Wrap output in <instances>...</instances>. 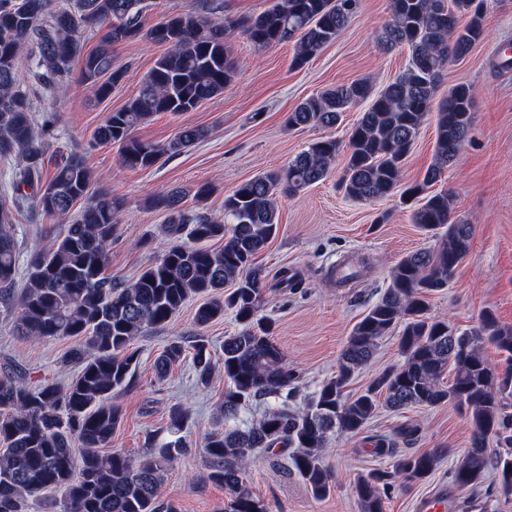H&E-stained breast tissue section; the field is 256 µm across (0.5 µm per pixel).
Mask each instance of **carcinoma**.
Listing matches in <instances>:
<instances>
[{"label": "carcinoma", "mask_w": 512, "mask_h": 512, "mask_svg": "<svg viewBox=\"0 0 512 512\" xmlns=\"http://www.w3.org/2000/svg\"><path fill=\"white\" fill-rule=\"evenodd\" d=\"M361 0H273L246 19L215 20L169 13L150 29L142 23L144 0H0V160L15 166L12 204L0 200V301L16 331L34 339L73 338L62 360L79 370L65 386H30L0 371V512H30L31 505L59 495L60 512H176L161 501L163 473L184 452L179 439L144 459L107 451L121 422L115 395L133 384L138 350L134 340L149 328L169 323L192 298L202 302L195 323L205 327L233 313L242 329L224 337L221 364L224 396L218 411L224 428L206 438L203 479L224 486V512H269L247 476L248 462L291 449L292 469L317 498L334 488L323 449L333 433L357 435L381 405L395 410L453 404L470 420L469 447L452 472L456 485L472 491L495 472L500 491L512 495V374L496 375L483 355L490 343L512 361V325L483 313L477 326L460 330L430 314V299L448 287L469 252L473 227L453 220L450 195L433 192L469 140L475 112L471 88L457 84L436 99L447 64L466 56L486 36L483 0H391L382 43L406 47L403 72L383 89L366 80L324 89L288 113L292 127H333L353 105H365L348 140L320 137L283 170L238 184L224 196V216L181 206L185 193L172 190L153 199L177 239L129 283L106 275L112 236L122 201L101 192L87 197L94 176L76 150L56 156L42 178L48 143L37 127L35 109L21 90L28 78L51 95L70 88L72 62L81 60V80L108 97L126 70L113 65L112 46L147 37L167 46L145 75L136 96L108 113L94 140L119 149L121 164L148 169L164 156L203 141L209 130L182 128L167 143L144 141L138 126L161 112L180 114L224 93L236 74L229 42L243 35L258 47L295 42L293 64L302 67L336 41ZM103 28L97 45L83 52L86 30ZM37 49L35 67L25 76L19 61ZM436 120L434 159L423 177L403 181L404 168L424 123ZM344 156L340 187L358 201L397 193L411 209L410 220L437 237L431 250L403 256L390 272L382 297L353 326L340 354L336 376L322 383L302 407L288 403L300 379L284 363L272 336L273 322L259 316L266 287L257 256L278 231L280 194L293 196L325 180ZM33 192L27 194L23 187ZM89 198L64 233L34 252L21 291L13 209L26 198L32 209L67 217ZM224 241L219 248L209 242ZM395 333L403 360L363 391L345 390L370 361L380 339ZM197 381L209 382L215 362L204 340L191 346ZM186 358L179 341L155 360L166 375ZM452 381L444 382L445 373ZM282 404L244 428L236 424L241 405L265 397ZM497 450L490 451L489 440ZM373 452L389 466L357 477L360 512H385L396 485L425 481L443 456L431 448L401 453L396 440L376 437Z\"/></svg>", "instance_id": "cac0c4a2"}]
</instances>
